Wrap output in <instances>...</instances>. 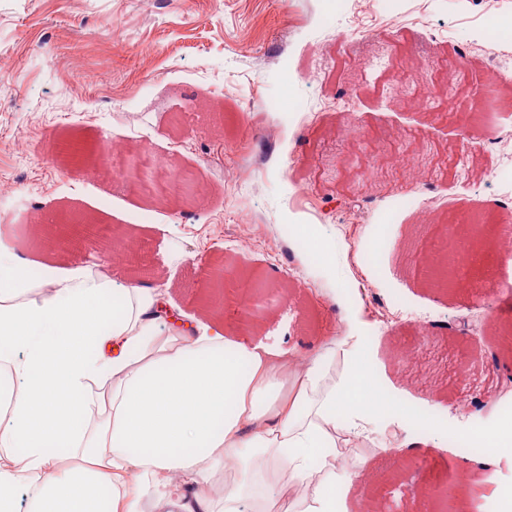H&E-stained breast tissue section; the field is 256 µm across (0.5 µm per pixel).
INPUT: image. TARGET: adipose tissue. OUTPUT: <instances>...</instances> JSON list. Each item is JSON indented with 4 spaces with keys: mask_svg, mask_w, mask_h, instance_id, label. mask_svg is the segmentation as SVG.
<instances>
[{
    "mask_svg": "<svg viewBox=\"0 0 512 512\" xmlns=\"http://www.w3.org/2000/svg\"><path fill=\"white\" fill-rule=\"evenodd\" d=\"M0 239V512H335L340 451L405 415L355 329L302 367L145 281Z\"/></svg>",
    "mask_w": 512,
    "mask_h": 512,
    "instance_id": "obj_1",
    "label": "adipose tissue"
}]
</instances>
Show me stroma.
I'll return each mask as SVG.
<instances>
[{"instance_id": "35a3bbf8", "label": "stroma", "mask_w": 512, "mask_h": 512, "mask_svg": "<svg viewBox=\"0 0 512 512\" xmlns=\"http://www.w3.org/2000/svg\"><path fill=\"white\" fill-rule=\"evenodd\" d=\"M375 18L377 39L364 41L348 16L325 22L321 0H0V222L13 225L10 241L20 253L37 242L31 215L64 209L99 223L127 228L140 245L128 263L112 266L119 282L129 268L147 269L184 320L204 317L208 283L200 270L226 261L255 272L269 285L243 314L236 292L224 300V332L239 335L244 319L254 342L304 357L320 336L363 325L365 313L344 315L343 300H330L302 255L278 242L276 227L294 206L292 189L308 195L303 223L343 253L344 272L367 279L384 297L386 314L364 337L382 382L407 406L446 423L448 435L396 469L393 449L413 434L414 422L380 425L362 454L375 480L362 485L359 468L341 478L343 512L374 498L382 512H453L426 484L445 486L463 458L451 440L476 425L493 428L500 400L512 399V352L500 340L512 326V255L491 252L480 275L494 288L493 308L473 291L443 292L415 280L402 257L388 249L375 268L354 252L367 233V218L390 197L414 192L448 222L471 214L495 223L512 215V186H495L492 170L502 157L482 154L484 141L512 129L503 105L480 94L498 64L479 30L483 13L512 14V0H421ZM297 77L296 120L254 115L287 95L281 61ZM366 133L354 139L349 121ZM466 147H458L459 135ZM80 143L95 155L101 139L147 145L203 182V204L183 210L148 204L121 180H99L88 167L43 161L37 145L47 136ZM401 152L422 167L417 184L395 172L362 179L368 156ZM249 229L255 244L238 250ZM425 335H418L417 327ZM399 343L419 347V382L408 383L388 360ZM474 398L467 412L456 402ZM510 487L512 447L499 449L489 467L475 471L465 495L467 512H485L486 501Z\"/></svg>"}]
</instances>
